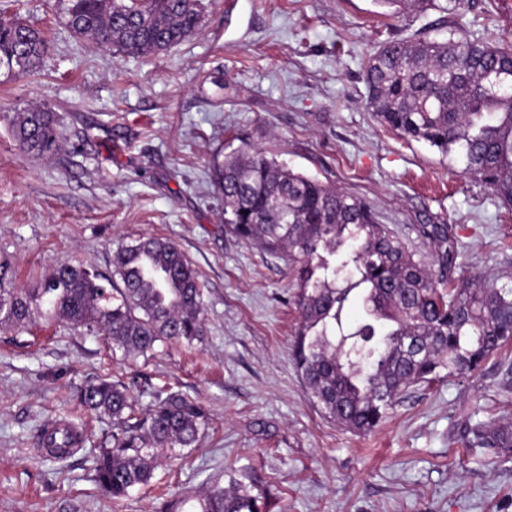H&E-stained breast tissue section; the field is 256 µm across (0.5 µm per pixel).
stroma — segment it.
<instances>
[{
    "label": "stroma",
    "instance_id": "35a3bbf8",
    "mask_svg": "<svg viewBox=\"0 0 512 512\" xmlns=\"http://www.w3.org/2000/svg\"><path fill=\"white\" fill-rule=\"evenodd\" d=\"M460 24L512 43V0H473ZM58 0H0V18L41 30L31 74L0 76V266L31 291L62 261L112 278V251L175 242L203 286L204 336L128 365L101 337L35 317L0 331V512H193L195 492L249 486L268 512H512V454L495 467L471 428L512 419V343L471 376L412 387L368 434L326 417L292 356L297 283L283 258L224 230L215 157L265 147L294 171L365 199L410 250L444 224L475 271L512 270V212L459 162L380 127L362 61L417 32L443 39L439 12L389 15L374 0H202L191 37L127 55L76 37ZM56 116L51 157L27 153L13 122ZM168 383L209 417L201 447L115 501L86 451L41 462L34 430L74 413L86 377Z\"/></svg>",
    "mask_w": 512,
    "mask_h": 512
}]
</instances>
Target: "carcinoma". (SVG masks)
<instances>
[{
  "mask_svg": "<svg viewBox=\"0 0 512 512\" xmlns=\"http://www.w3.org/2000/svg\"><path fill=\"white\" fill-rule=\"evenodd\" d=\"M70 30L100 46L134 54L164 51L192 35L201 0H59ZM399 14L436 10L453 18L469 0H375ZM47 44L20 21H0V70L9 78L36 70ZM488 67L512 69V47L448 23V39L390 40L366 56L362 79L373 119L382 127L435 147L463 165L512 210V89L481 80ZM15 137L46 157L61 146L51 113H23ZM224 198V229L290 261L301 324L293 355L317 406L360 432L377 428L410 388L472 374L512 340V280L483 273L451 282L459 251L446 224H419L433 248L426 265L363 198L295 172L263 147L246 144L214 165ZM122 286L108 288L87 267L64 261L32 293L0 287V329H19L35 314L104 337L126 358L146 356L159 342L192 344L202 335L203 291L178 245L149 236L112 255ZM363 303L353 326L344 313ZM85 412L112 424L89 450L94 480L114 500L149 486L178 448H196L208 425L198 402L166 388L138 406L129 386L109 375L75 392ZM49 457L64 460L88 441L70 423L36 430ZM472 443L492 458L512 452V422L476 426ZM194 512H260L249 487L198 492Z\"/></svg>",
  "mask_w": 512,
  "mask_h": 512,
  "instance_id": "cac0c4a2",
  "label": "carcinoma"
}]
</instances>
